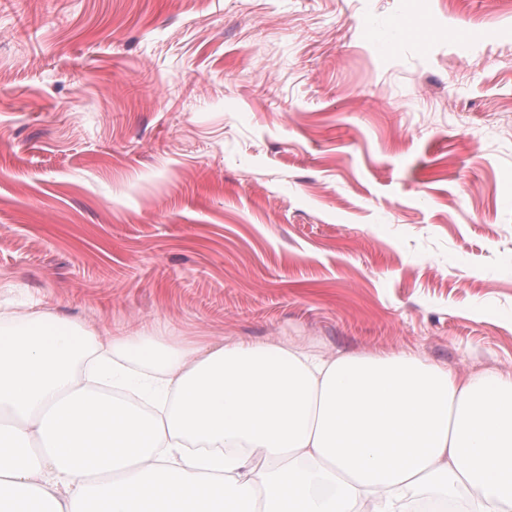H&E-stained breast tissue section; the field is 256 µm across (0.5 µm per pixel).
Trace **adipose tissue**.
<instances>
[{"label":"adipose tissue","mask_w":512,"mask_h":512,"mask_svg":"<svg viewBox=\"0 0 512 512\" xmlns=\"http://www.w3.org/2000/svg\"><path fill=\"white\" fill-rule=\"evenodd\" d=\"M512 512V375L0 317V512Z\"/></svg>","instance_id":"obj_1"}]
</instances>
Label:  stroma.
Here are the masks:
<instances>
[{
	"instance_id": "obj_1",
	"label": "stroma",
	"mask_w": 512,
	"mask_h": 512,
	"mask_svg": "<svg viewBox=\"0 0 512 512\" xmlns=\"http://www.w3.org/2000/svg\"><path fill=\"white\" fill-rule=\"evenodd\" d=\"M0 308L512 374V0H0Z\"/></svg>"
}]
</instances>
